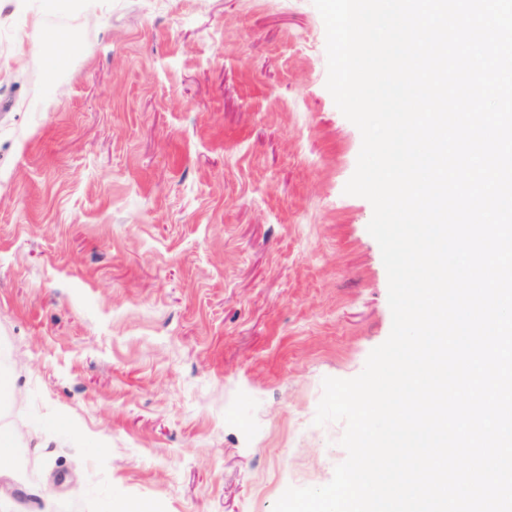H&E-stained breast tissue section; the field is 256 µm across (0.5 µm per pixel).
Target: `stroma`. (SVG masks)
<instances>
[{
    "mask_svg": "<svg viewBox=\"0 0 512 512\" xmlns=\"http://www.w3.org/2000/svg\"><path fill=\"white\" fill-rule=\"evenodd\" d=\"M0 512H273L392 328L313 0H0ZM78 53L54 77L55 44ZM65 416L69 430L55 427ZM20 433L10 427H0V476L10 475L18 461Z\"/></svg>",
    "mask_w": 512,
    "mask_h": 512,
    "instance_id": "1",
    "label": "stroma"
}]
</instances>
